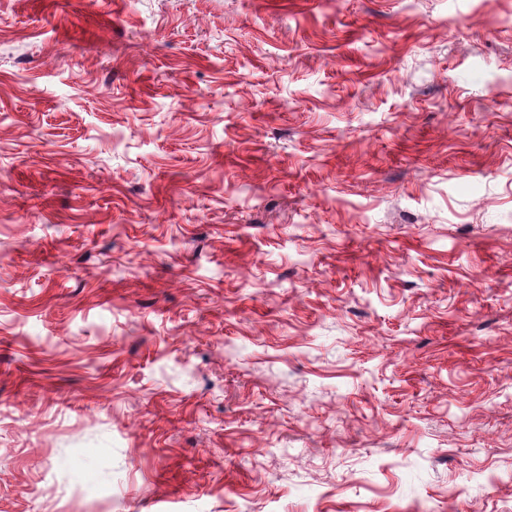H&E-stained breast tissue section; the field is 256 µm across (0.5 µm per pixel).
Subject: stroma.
I'll return each mask as SVG.
<instances>
[{
    "mask_svg": "<svg viewBox=\"0 0 512 512\" xmlns=\"http://www.w3.org/2000/svg\"><path fill=\"white\" fill-rule=\"evenodd\" d=\"M0 512H512V0H0Z\"/></svg>",
    "mask_w": 512,
    "mask_h": 512,
    "instance_id": "stroma-1",
    "label": "stroma"
}]
</instances>
